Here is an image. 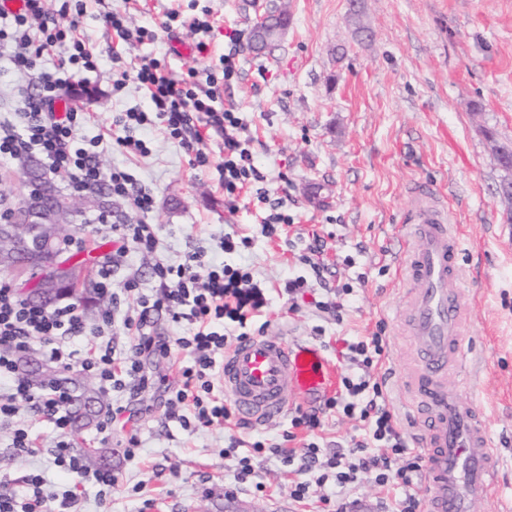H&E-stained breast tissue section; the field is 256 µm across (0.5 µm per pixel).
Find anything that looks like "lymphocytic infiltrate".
<instances>
[{
  "label": "lymphocytic infiltrate",
  "mask_w": 512,
  "mask_h": 512,
  "mask_svg": "<svg viewBox=\"0 0 512 512\" xmlns=\"http://www.w3.org/2000/svg\"><path fill=\"white\" fill-rule=\"evenodd\" d=\"M35 20L40 27L34 37L30 28ZM226 37L230 49L220 58L222 77L210 74L201 83L194 69L176 79L156 59L130 62L113 79L112 89L121 91L128 81H135L149 100V111L131 108L119 113L112 121L110 139L99 136L86 141L81 136L85 114L62 108V95L72 77L97 70L99 55L47 21L44 0H22L17 9H0V51L7 54L20 78L15 111L0 117V161L37 154L48 172L67 177L78 190L108 186L136 216L125 223L110 222L103 214L96 219L114 245L98 269V290L109 298L110 306L96 327H88L77 303L43 308L20 295L8 279H0V382L10 391L8 398H0V421L11 420L20 408L35 409L60 434L51 450L54 466L84 483L109 488L118 477L109 470H89L68 439L69 388L53 380L37 385L21 372L20 359L33 348L42 349L62 370L77 367L93 373L111 391L112 402L99 422L100 433H108L128 411L131 400L150 386L142 356L167 357L175 348L186 353L188 362L180 366L177 380L163 390L167 416L187 430L221 424L231 417L223 397L215 392L216 360L228 347L222 327L228 320L246 327L249 314L265 306L263 293L249 271L216 262L204 250L187 253L178 262L162 257L159 228L149 220L155 204L151 190L128 169H102L98 152L104 145L129 156H149L151 149L139 132L161 125L164 136L178 143L194 168L216 170L225 206L238 210L248 189L263 182L264 176L254 164L249 122L238 107L221 103L223 88L238 75L236 46L241 32L234 29ZM213 139L219 142L214 151L208 147ZM133 253L154 260L152 276L157 287L151 292L143 291L134 274L126 277L121 291L112 289L115 270ZM131 295L137 298L132 312L125 308ZM161 313L173 323H187L188 335L172 341L156 336L154 317ZM119 332L129 336L128 347L109 342L80 359L69 345L70 340L89 334ZM385 349L386 342L378 335L349 344L350 362L363 366L364 372L344 377L343 394L325 403L329 409L341 408L345 415H358L366 427L365 437L355 440L348 451L326 456L317 443L308 442L300 453L285 454L257 441L253 454L269 450L285 455L287 462L297 463L299 472L319 471V483L331 481L341 490L354 486L361 475L374 474L378 484L404 489L399 512H418L420 502L410 488L423 470V456L390 408L383 382L368 372ZM25 484L20 490L12 481L0 479V512H45L50 496L44 491V478L32 475Z\"/></svg>",
  "instance_id": "f902f5d3"
}]
</instances>
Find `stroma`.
Masks as SVG:
<instances>
[{
	"instance_id": "1",
	"label": "stroma",
	"mask_w": 512,
	"mask_h": 512,
	"mask_svg": "<svg viewBox=\"0 0 512 512\" xmlns=\"http://www.w3.org/2000/svg\"><path fill=\"white\" fill-rule=\"evenodd\" d=\"M126 8V0H89L78 35L101 53L97 71L75 76L72 87L84 94L87 116L82 130L92 138L112 127L117 113L147 109L148 101L128 84L112 91V59H159L172 74L211 67L220 72L227 50L224 34L242 30L240 74L225 98L233 100L255 135L253 152L271 197H284L295 222L284 234H258L260 205L228 212L224 194L211 174L193 169L176 142L161 130H147L151 154L128 158L105 151L102 168L127 167L155 197L152 223L158 224L167 258L176 260L196 247L217 261L249 268L268 306L248 322L249 333L264 332L288 342L308 341L323 349L343 373H357L347 361V343L380 334L387 350L373 368L384 379L389 403L402 428L422 442L423 428L413 415L408 358L414 339L402 334L398 312L411 287L404 273L410 214L421 186L444 203L462 245L461 287L470 305L462 336L466 368L459 394L482 414L497 457L491 494L472 512H512V203L496 189L505 176L492 158L491 144H512V0H139L130 11L132 26L153 29L155 37L123 43L107 31L102 7ZM285 7L291 24L284 40L263 52L250 48L255 18ZM185 17L215 20L207 58L177 55L173 42L194 44L199 36L182 28L168 34L158 25L168 8ZM96 211L79 213L66 228L81 239L77 255L98 270L112 251L99 232ZM325 235L323 256L330 285H351L343 296L342 320L316 309L312 294L291 305L289 278L310 275L300 261L312 233ZM251 237L249 247L224 255L220 237ZM180 354L155 356L145 369L154 385L132 407V424L141 440L139 454L126 459L125 429L102 436L97 423L70 429L75 448L109 456L118 483L99 497L96 487L81 489V512H224L229 499L257 505L262 512H323L322 498L341 496L344 512H395L396 493L368 476L337 494L313 487L301 501L290 488L301 478L281 457L252 456L261 440L291 449L284 435L289 418L261 424H217L190 432L168 418L160 397L180 367ZM321 425L297 440H312L324 453L348 447L363 433L362 422L332 409ZM36 441L28 457L11 450L15 429ZM58 434L38 412L24 408L0 424V476L22 482L42 475L47 490L59 495L75 480L55 467L49 455ZM236 446L235 456L224 450ZM252 456L257 487L238 486L239 457Z\"/></svg>"
}]
</instances>
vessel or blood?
Wrapping results in <instances>:
<instances>
[{
	"instance_id": "obj_1",
	"label": "vessel or blood",
	"mask_w": 512,
	"mask_h": 512,
	"mask_svg": "<svg viewBox=\"0 0 512 512\" xmlns=\"http://www.w3.org/2000/svg\"><path fill=\"white\" fill-rule=\"evenodd\" d=\"M410 234L421 242L409 253L407 295L401 319L416 338L411 355L412 402L424 428L428 512H470L495 479L496 458L471 403L453 387L464 361L460 342L467 306L459 281L460 240L448 210L421 192ZM224 393L237 414L261 423L336 395L338 370L323 350L309 343L249 337L228 349L221 367Z\"/></svg>"
}]
</instances>
